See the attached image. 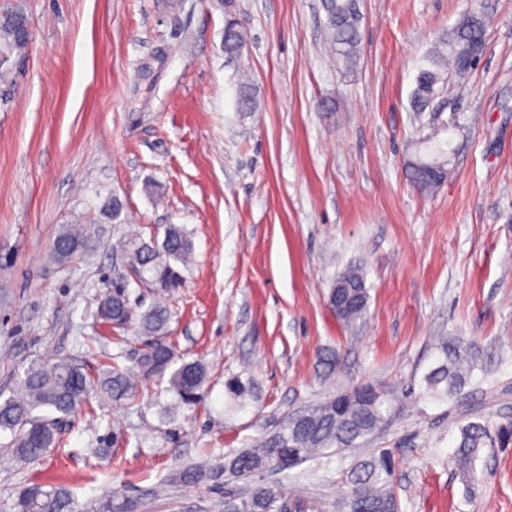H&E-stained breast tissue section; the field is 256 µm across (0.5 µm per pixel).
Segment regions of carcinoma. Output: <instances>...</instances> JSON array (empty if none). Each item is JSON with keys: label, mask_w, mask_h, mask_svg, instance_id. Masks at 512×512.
I'll list each match as a JSON object with an SVG mask.
<instances>
[{"label": "carcinoma", "mask_w": 512, "mask_h": 512, "mask_svg": "<svg viewBox=\"0 0 512 512\" xmlns=\"http://www.w3.org/2000/svg\"><path fill=\"white\" fill-rule=\"evenodd\" d=\"M327 16L325 35L336 60L351 68L359 54V28L362 15L359 0H322ZM29 38L18 24V16L0 20V62H12V67L0 71V81L13 82L22 74ZM246 34L238 21H227L224 29V52L230 56L241 53ZM485 45L483 16L476 11L463 20L445 37L438 40L429 66L418 75L411 103L416 112H428L434 100L448 89V75L465 77L470 68L465 63L469 52H481ZM448 151L436 143L425 155L416 154L409 164L413 184L425 191L441 185L432 175L447 169ZM128 264L125 277L139 278L151 273V283L162 291L180 285L181 277L173 263L183 262L191 251V242L184 228L169 224L162 241L143 239L135 234L126 244ZM95 248L92 236L80 229L69 228L55 240L54 254L60 261L87 254ZM348 281L356 301L336 307V293L329 291L328 304L336 318L344 324L360 319L367 307V289L360 272L354 268L341 274ZM98 317L113 328L123 329L132 320L139 322L142 333L152 337L131 367L112 365L92 374L86 365L68 357L52 363L29 367L17 382L11 395L0 400V430L13 434L11 448L23 462L42 457L58 439L59 424L77 414L94 391L111 400L135 398V382L162 377L170 373L169 390L177 403L197 404L205 382L206 370L199 361L185 362L176 369L173 347L164 337L169 330L170 313L156 304L140 315L130 306L124 286L115 283L111 292L101 298ZM437 365L423 377V395L434 400H446L457 393L477 367L474 347L455 337H446L438 345ZM228 408L237 410L245 405L250 385L241 379L225 383ZM392 391L364 385L350 391L352 404L340 407L332 396L307 409L306 417L298 422L285 419L281 428L253 441L226 458L221 473L234 479L261 477L268 473L288 475V470L321 454L328 448H357L367 442L391 420ZM460 440L453 454V464L466 486L479 482L475 462L490 440L489 429L479 422H469L459 429ZM218 473L201 463L182 467L174 480L195 484ZM394 468L391 453L380 449L359 460L347 473L350 496L343 503L348 512H400V503L393 488ZM18 512H75L74 497L63 486L45 488L43 484L26 487L17 502ZM138 504L118 492L104 496L99 512H137ZM224 512H317V506L303 499L287 497L278 488L257 484L248 493L224 500Z\"/></svg>", "instance_id": "cac0c4a2"}]
</instances>
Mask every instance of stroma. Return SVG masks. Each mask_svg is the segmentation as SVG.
<instances>
[{"mask_svg": "<svg viewBox=\"0 0 512 512\" xmlns=\"http://www.w3.org/2000/svg\"><path fill=\"white\" fill-rule=\"evenodd\" d=\"M247 34L224 53L227 11ZM477 10L485 51L437 111L416 112V78L439 36ZM361 55L338 64L321 0H0L30 29L24 73L0 83V392L34 362L72 356L132 365L147 341L94 313L125 260L128 228L184 227L192 261L166 296V337L207 368L201 401L174 418L167 379L132 401L92 399L59 447L19 461L0 431V512L32 481L68 487L77 512L116 488L139 512H224L248 480L183 486V465L225 456L288 413L375 385L391 422L358 448L291 469L284 493L336 512L343 474L391 451L401 512H512V436L483 449L467 490L452 463L459 428L512 425V0H360ZM249 79L257 107H239ZM448 144L431 194L407 174L416 142ZM117 196L118 218L102 204ZM71 224L96 248L70 262L53 245ZM356 268L365 316L341 325L326 302ZM479 350L453 400L424 397L438 338ZM250 383L228 411L224 384Z\"/></svg>", "mask_w": 512, "mask_h": 512, "instance_id": "stroma-1", "label": "stroma"}]
</instances>
